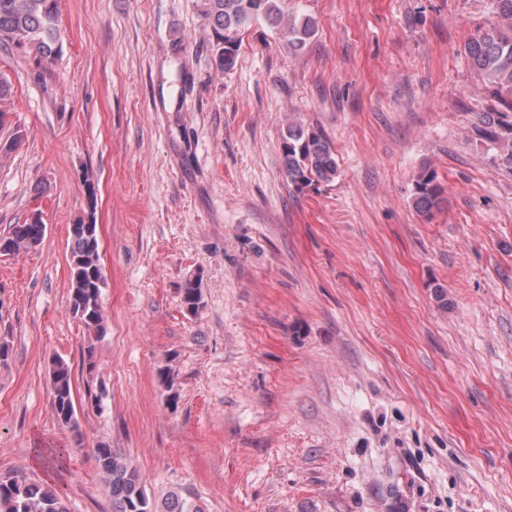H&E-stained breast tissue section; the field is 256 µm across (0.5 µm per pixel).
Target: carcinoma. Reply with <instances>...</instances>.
<instances>
[{
    "instance_id": "obj_1",
    "label": "carcinoma",
    "mask_w": 512,
    "mask_h": 512,
    "mask_svg": "<svg viewBox=\"0 0 512 512\" xmlns=\"http://www.w3.org/2000/svg\"><path fill=\"white\" fill-rule=\"evenodd\" d=\"M495 11L487 26L464 47L475 73L492 88L498 105L512 110V0H494ZM58 0H0V46L13 43L34 57L37 64H50L60 53L57 35ZM200 12L213 36L214 61L220 72L236 64L243 35L255 23H265L288 42L293 50L303 49L317 31L309 16L288 13L287 0H201ZM501 112L483 115L482 134L490 141H504L503 161L512 165V137L503 139ZM283 171L289 185L301 191L328 183L339 175L336 150L319 130L290 125L280 144ZM445 188L431 168L416 177L412 201L425 215L439 208ZM46 225L13 224L3 240L8 253L35 250L45 239ZM69 253L71 313L85 327L101 335L105 331L102 289L105 285L99 256L97 225H70ZM183 302L196 313L200 309V284L188 280ZM51 409L56 420L78 430L72 369L63 359L53 361ZM105 473L112 498V512H205L191 497L172 491L162 506L151 502L142 479L124 453L99 441L90 449ZM0 512H70L68 504L52 487L23 477L0 479Z\"/></svg>"
}]
</instances>
